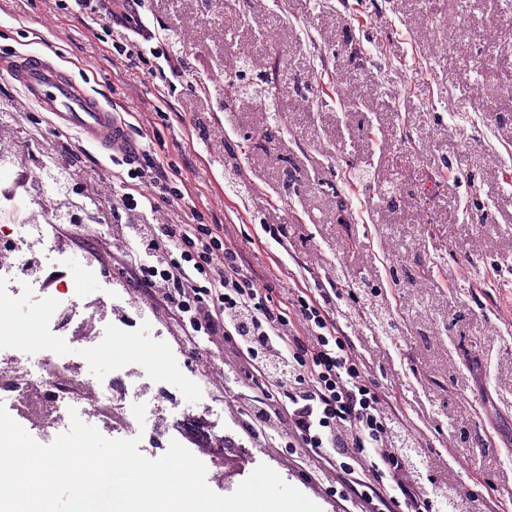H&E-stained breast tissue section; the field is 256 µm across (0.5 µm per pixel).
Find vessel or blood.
Instances as JSON below:
<instances>
[{
	"instance_id": "obj_1",
	"label": "vessel or blood",
	"mask_w": 512,
	"mask_h": 512,
	"mask_svg": "<svg viewBox=\"0 0 512 512\" xmlns=\"http://www.w3.org/2000/svg\"><path fill=\"white\" fill-rule=\"evenodd\" d=\"M26 99L61 124L77 130L86 141L98 144L109 154L124 153L126 130L120 127L112 105L83 85L65 79L61 69L36 53L10 56L0 62Z\"/></svg>"
}]
</instances>
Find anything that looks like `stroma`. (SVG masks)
Wrapping results in <instances>:
<instances>
[{"mask_svg":"<svg viewBox=\"0 0 512 512\" xmlns=\"http://www.w3.org/2000/svg\"><path fill=\"white\" fill-rule=\"evenodd\" d=\"M71 0H0V56H58L67 76L104 96L133 123V140L168 163L189 191L186 207L147 211L161 224H226L261 285L285 297L305 268L321 288L345 271L365 277L396 329L370 325L356 289H341L335 316L382 400L419 450L421 490L445 486L475 512H512V5L488 0L484 34L448 25L457 0H146L155 32L178 39L179 73L142 75L117 54L120 33ZM495 58L486 61V50ZM263 59L262 100L231 97L242 51ZM210 79L200 95L196 78ZM18 164L0 176L16 203L52 206L32 174L62 140L85 191L120 197L114 167L77 132L29 104L0 72V135ZM234 174L236 188L226 176ZM286 233L289 274L272 261ZM159 319L132 329L90 360L93 379L112 356H144ZM157 371L179 409L216 399L237 446L228 481L273 468L322 512H365L338 474L317 472L285 435H248L233 407L244 373L215 383L199 353L181 346Z\"/></svg>","mask_w":512,"mask_h":512,"instance_id":"obj_1","label":"stroma"}]
</instances>
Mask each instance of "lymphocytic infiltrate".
<instances>
[{
	"instance_id": "obj_1",
	"label": "lymphocytic infiltrate",
	"mask_w": 512,
	"mask_h": 512,
	"mask_svg": "<svg viewBox=\"0 0 512 512\" xmlns=\"http://www.w3.org/2000/svg\"><path fill=\"white\" fill-rule=\"evenodd\" d=\"M127 166L120 198L123 218L117 238L86 246L78 224H54L48 233L87 250L95 261L121 265L136 282L145 305L163 312L176 343L205 336L222 353L228 372L246 373L253 394L237 400L245 429L281 431L293 447L328 470L353 474L363 458L387 466V487L369 512L390 506L423 512L424 494L392 461L387 431L398 421L395 406H383L353 357L336 322L328 289H312L304 275L285 299L260 285L238 241L222 224H153L145 204H184L163 163L135 147L113 157Z\"/></svg>"
}]
</instances>
